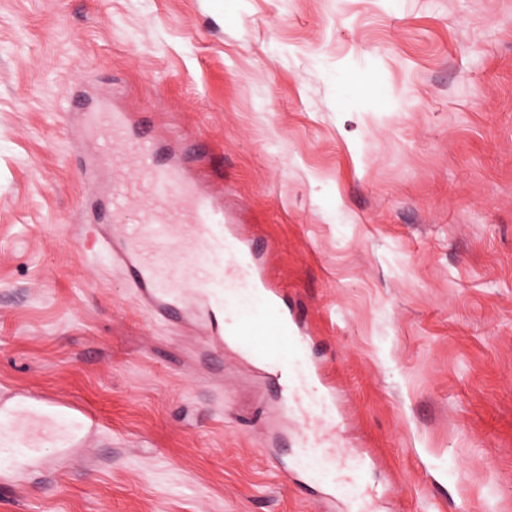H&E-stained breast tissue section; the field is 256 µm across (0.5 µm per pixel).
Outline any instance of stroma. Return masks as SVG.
Here are the masks:
<instances>
[{
  "mask_svg": "<svg viewBox=\"0 0 512 512\" xmlns=\"http://www.w3.org/2000/svg\"><path fill=\"white\" fill-rule=\"evenodd\" d=\"M190 155L267 259L343 401L340 439L205 320L153 314L80 225L133 159L87 164L74 96ZM0 512H512V0H0ZM12 396L18 399H34L39 403L40 410L48 419L56 423H64L65 427L80 429L85 425L94 426L99 423V419L95 414L70 402L60 401L54 397H36L24 390L15 391Z\"/></svg>",
  "mask_w": 512,
  "mask_h": 512,
  "instance_id": "35a3bbf8",
  "label": "stroma"
}]
</instances>
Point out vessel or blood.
Listing matches in <instances>:
<instances>
[{"mask_svg": "<svg viewBox=\"0 0 512 512\" xmlns=\"http://www.w3.org/2000/svg\"><path fill=\"white\" fill-rule=\"evenodd\" d=\"M88 123L103 133L104 153L119 146L137 159L125 178L113 182L107 198L113 223L122 224L128 197L139 191L144 194V219L131 227L126 239L125 260L132 286L151 289L169 310L185 294H192L208 315L216 348H223L225 332H232L238 349L257 369L271 363L287 376L301 412H309L315 402L335 405V390H325L319 398L313 395L318 370L299 371L291 360V352L299 347L302 322L296 313L281 307L277 286L264 269L228 239L224 209L215 197L188 180L181 166L160 162L157 143L140 133L129 113L102 102L89 114ZM174 238L180 241L183 261L168 268L160 263L157 250ZM237 288L257 295L264 313L260 320L240 321L228 329L224 314L230 311ZM38 403L48 419L70 428L99 422L95 414L50 396L39 397Z\"/></svg>", "mask_w": 512, "mask_h": 512, "instance_id": "vessel-or-blood-1", "label": "vessel or blood"}]
</instances>
